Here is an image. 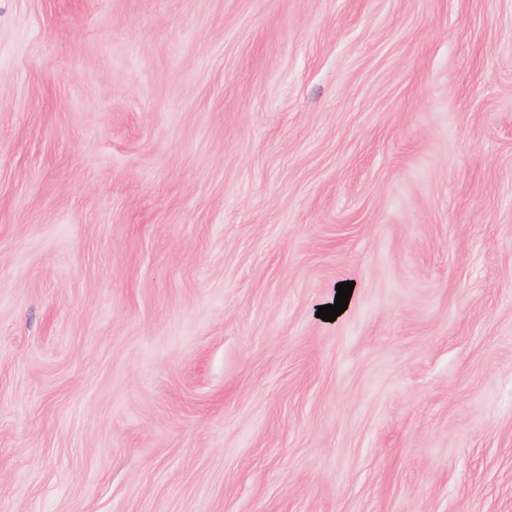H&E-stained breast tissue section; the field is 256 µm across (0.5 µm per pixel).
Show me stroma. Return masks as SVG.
<instances>
[{
  "label": "stroma",
  "instance_id": "1",
  "mask_svg": "<svg viewBox=\"0 0 512 512\" xmlns=\"http://www.w3.org/2000/svg\"><path fill=\"white\" fill-rule=\"evenodd\" d=\"M0 512H512V0H0Z\"/></svg>",
  "mask_w": 512,
  "mask_h": 512
}]
</instances>
